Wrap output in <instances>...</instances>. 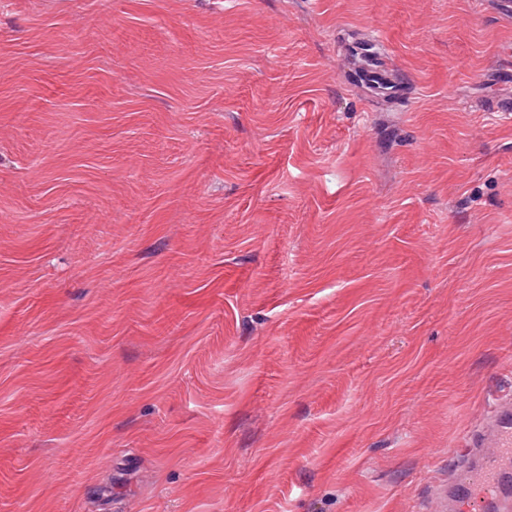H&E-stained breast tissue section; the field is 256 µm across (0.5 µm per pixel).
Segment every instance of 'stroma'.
<instances>
[{
    "mask_svg": "<svg viewBox=\"0 0 512 512\" xmlns=\"http://www.w3.org/2000/svg\"><path fill=\"white\" fill-rule=\"evenodd\" d=\"M506 389L512 0H0V512H439Z\"/></svg>",
    "mask_w": 512,
    "mask_h": 512,
    "instance_id": "35a3bbf8",
    "label": "stroma"
}]
</instances>
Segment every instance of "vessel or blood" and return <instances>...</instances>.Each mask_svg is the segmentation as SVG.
<instances>
[{"mask_svg":"<svg viewBox=\"0 0 512 512\" xmlns=\"http://www.w3.org/2000/svg\"><path fill=\"white\" fill-rule=\"evenodd\" d=\"M443 512H512V394L493 397L483 422L455 449L438 489Z\"/></svg>","mask_w":512,"mask_h":512,"instance_id":"obj_1","label":"vessel or blood"}]
</instances>
